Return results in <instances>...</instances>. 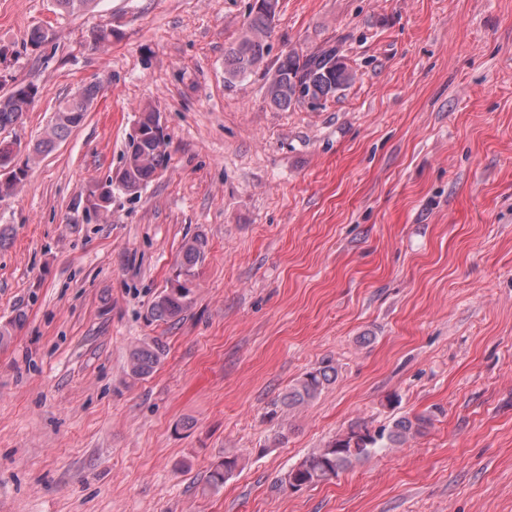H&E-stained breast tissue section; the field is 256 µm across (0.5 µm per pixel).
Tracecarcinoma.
<instances>
[{
  "label": "carcinoma",
  "instance_id": "cac0c4a2",
  "mask_svg": "<svg viewBox=\"0 0 512 512\" xmlns=\"http://www.w3.org/2000/svg\"><path fill=\"white\" fill-rule=\"evenodd\" d=\"M94 0H54L62 13L75 14L87 9ZM278 0H262V5L249 8L247 32L230 47L225 56L226 74L234 79L255 69L269 52L267 38L276 16ZM354 78L348 65L334 47L319 52L300 54L291 51L278 60L267 86L270 103L279 109H290L303 104L299 87L315 96L328 97L347 86ZM38 94L33 85H19L0 98V130L18 124ZM97 95L89 86L84 93L59 105L43 136L28 150L34 156L49 153L59 141L66 139L85 119L88 107ZM12 140H0V168L12 166L11 179L0 183V199L16 193L29 171V161L18 162L13 155ZM167 163L166 144L147 137L134 151H124L123 164L127 185L124 190L133 195L150 182ZM207 239L198 233L188 240L176 267L170 287L153 301L149 314L155 321L178 320L191 303L192 284L199 267L206 259ZM166 354L165 345L158 339L144 340L135 345L128 359V373L134 379L150 376ZM338 371L331 360H323L303 374L273 402L272 413L293 410L315 400L329 385L336 382ZM433 423V414L402 415L390 425L373 430L364 422H356L336 435L324 447L318 448L292 467L281 482L287 486L299 480L310 487L334 478L355 462L367 460L384 450L402 448L424 435ZM238 465V457L225 456L215 461L208 472L206 484L218 491Z\"/></svg>",
  "mask_w": 512,
  "mask_h": 512
}]
</instances>
